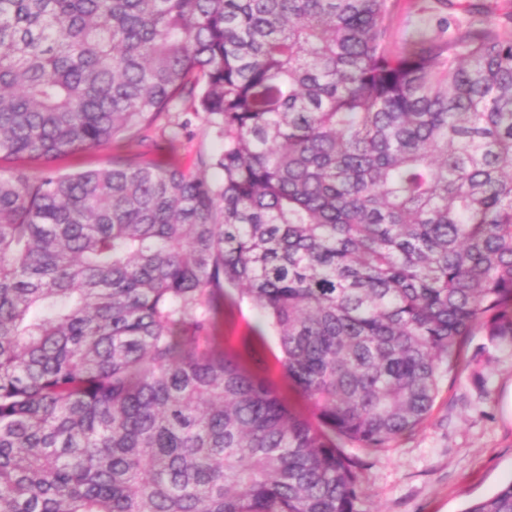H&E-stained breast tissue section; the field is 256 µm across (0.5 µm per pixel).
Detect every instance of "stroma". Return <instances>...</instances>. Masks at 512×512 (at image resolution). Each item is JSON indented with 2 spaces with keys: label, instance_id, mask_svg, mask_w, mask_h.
Returning <instances> with one entry per match:
<instances>
[{
  "label": "stroma",
  "instance_id": "obj_1",
  "mask_svg": "<svg viewBox=\"0 0 512 512\" xmlns=\"http://www.w3.org/2000/svg\"><path fill=\"white\" fill-rule=\"evenodd\" d=\"M426 0H391L386 18L395 38L430 20ZM184 132L164 142L182 161L219 149L202 113L183 112ZM212 330L227 357L262 380L294 414L315 420L312 404L289 379L272 326L240 288L221 292ZM359 512H464L473 501L512 480V349L493 346L485 332L472 336L457 371L444 379L427 419L393 447L365 455Z\"/></svg>",
  "mask_w": 512,
  "mask_h": 512
}]
</instances>
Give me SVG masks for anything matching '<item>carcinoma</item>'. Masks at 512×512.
I'll list each match as a JSON object with an SVG mask.
<instances>
[{
  "mask_svg": "<svg viewBox=\"0 0 512 512\" xmlns=\"http://www.w3.org/2000/svg\"><path fill=\"white\" fill-rule=\"evenodd\" d=\"M390 7L0 0V157L43 164L0 173V512H358L342 444L512 347V29L396 47ZM190 111L223 146L185 167L155 136ZM226 284L319 424L200 347ZM128 152V146L112 143L111 145L59 159L53 164V167L61 173H73L87 168H102L110 164L112 156L127 154Z\"/></svg>",
  "mask_w": 512,
  "mask_h": 512,
  "instance_id": "carcinoma-1",
  "label": "carcinoma"
}]
</instances>
